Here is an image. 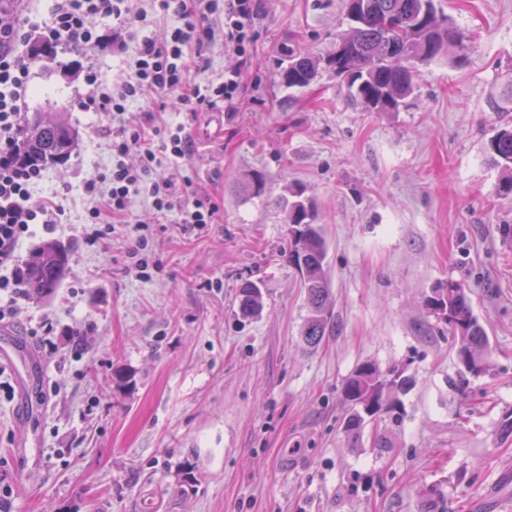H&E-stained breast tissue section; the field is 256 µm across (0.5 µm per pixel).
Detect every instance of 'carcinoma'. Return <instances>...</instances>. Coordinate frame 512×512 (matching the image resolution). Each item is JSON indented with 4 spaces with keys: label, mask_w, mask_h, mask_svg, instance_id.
<instances>
[{
    "label": "carcinoma",
    "mask_w": 512,
    "mask_h": 512,
    "mask_svg": "<svg viewBox=\"0 0 512 512\" xmlns=\"http://www.w3.org/2000/svg\"><path fill=\"white\" fill-rule=\"evenodd\" d=\"M349 30L336 50L332 64L336 76L345 83L347 95L377 112H396L413 94L419 75L418 65L450 51L465 53L473 48L471 35L437 15L434 0H347ZM318 63L309 54L289 51L283 83L303 89L314 81ZM491 110L512 112V81L490 104ZM75 131L64 121H44L38 115L29 119L23 133V157L35 166L59 163L68 158L74 146ZM487 151L505 177L499 194L512 193V124L506 122L491 136ZM247 196L266 194L265 179L255 174L244 185ZM278 206L288 224V249L282 258L301 274L310 314L305 322L304 343L317 347L331 321L330 288L327 276V247L321 225L316 223L313 200L295 192ZM69 251L54 241L35 247L22 274L30 295L43 299L59 287ZM425 305L434 317L448 326L456 340L457 357L464 369L477 376L489 370L490 346L484 326L474 315L468 289L457 280L438 283L426 296ZM263 308L261 289L245 282L239 289L238 309L245 317ZM411 380L404 371L381 370L374 364L358 367L343 386L349 414L346 429L360 439L365 422L377 424L387 417L401 419L400 395ZM196 466L179 465L180 486L194 487Z\"/></svg>",
    "instance_id": "carcinoma-1"
}]
</instances>
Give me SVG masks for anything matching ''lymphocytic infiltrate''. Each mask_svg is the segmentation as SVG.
Segmentation results:
<instances>
[{
  "mask_svg": "<svg viewBox=\"0 0 512 512\" xmlns=\"http://www.w3.org/2000/svg\"><path fill=\"white\" fill-rule=\"evenodd\" d=\"M132 0H54L49 19L38 20L30 13L0 15V322H13L25 292L18 271V247L31 236L33 225L51 228L57 210L34 200L32 190L43 177L42 170L23 166L17 159L22 129V107L30 81L29 58L24 53L30 41H38L54 52L99 46L102 37L97 20L112 23V52L130 55L131 62L115 91L103 88L94 67H87L84 81L88 96L82 108L112 115V167L87 179L84 189L99 203L89 212L94 226L86 234L87 244L111 234L115 225L127 228L132 241L127 255L130 269L147 277L158 263L149 225L131 219L133 198H150L159 211H173L183 229H200L212 223L217 208L193 189L190 179L176 182L151 180L159 156L179 162L194 151L184 125L156 124L146 113L145 126L126 123L130 102L170 97L175 107L186 112L212 108L217 102L234 103L242 94L240 68L225 70L222 81L207 78L209 60L204 50L214 40L213 19L224 20V45L238 56H246L257 17V0H151L153 12L174 15L164 41L146 38L129 46L123 36L132 21L143 22L146 12L134 10ZM137 154L138 166L125 162Z\"/></svg>",
  "mask_w": 512,
  "mask_h": 512,
  "instance_id": "1",
  "label": "lymphocytic infiltrate"
}]
</instances>
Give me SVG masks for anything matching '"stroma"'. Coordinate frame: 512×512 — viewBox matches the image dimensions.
Instances as JSON below:
<instances>
[{"label": "stroma", "mask_w": 512, "mask_h": 512, "mask_svg": "<svg viewBox=\"0 0 512 512\" xmlns=\"http://www.w3.org/2000/svg\"><path fill=\"white\" fill-rule=\"evenodd\" d=\"M470 33L463 58L421 64L396 112L347 99L329 58L349 29L345 0H260L232 111L190 118L195 142L181 166L160 158L155 178H191L216 221L182 230L172 212L134 198L160 269L126 270L123 232L95 244L83 183L111 167L112 115L78 108L86 64L112 87L124 63L101 46L31 63L24 118H62L77 130L64 164L34 190L60 212L36 228L20 260L46 240L71 260L54 296L25 297L13 331L48 371L37 441L21 447L12 372L0 375V512H505L512 507V198L485 146L489 101L512 75V0H435ZM323 61L313 84L285 87L289 51ZM268 194L238 192L247 174ZM304 189L327 241L332 325L316 349L297 271L282 255L288 226L275 199ZM464 282L490 343V372L467 375L444 323L423 306L433 286ZM262 284L263 311L245 320L238 288ZM50 323V353L37 332ZM399 367L412 383L398 425L343 431L341 389L359 366ZM132 373L118 387L114 372ZM196 465L180 493L176 467Z\"/></svg>", "instance_id": "obj_1"}]
</instances>
